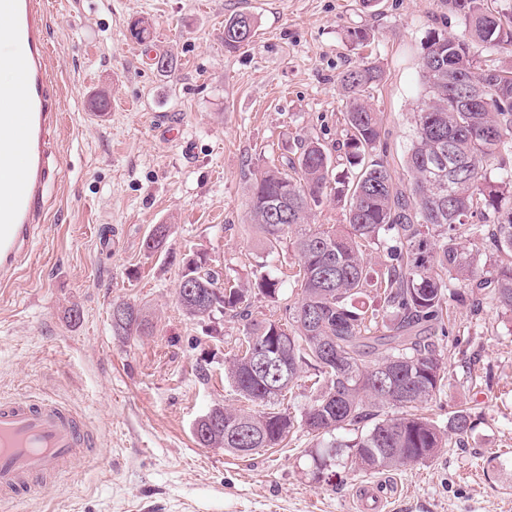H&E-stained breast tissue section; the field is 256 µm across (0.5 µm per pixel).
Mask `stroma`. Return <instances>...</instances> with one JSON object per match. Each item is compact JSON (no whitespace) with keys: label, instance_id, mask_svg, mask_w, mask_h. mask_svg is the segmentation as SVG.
<instances>
[{"label":"stroma","instance_id":"stroma-1","mask_svg":"<svg viewBox=\"0 0 512 512\" xmlns=\"http://www.w3.org/2000/svg\"><path fill=\"white\" fill-rule=\"evenodd\" d=\"M240 12L255 17L254 35L225 49L224 22ZM139 20L153 28L150 48L130 35ZM355 29L368 45L349 41ZM462 29L443 0H49L61 178L36 249L0 284V398L68 403L100 452L11 512H353L356 484L377 478L395 489L392 512H512V315L490 293L477 310L452 298L450 335L430 331L448 371L424 410L443 424L470 411L468 437L377 474L339 463L321 482L301 431L246 458L197 445L193 426L214 405L249 406L224 376L245 331L229 312L190 319L177 300L193 252L227 286L264 269L287 277L289 242L269 251L248 219L256 174L310 140L338 150L339 78L366 56L384 73L369 101L400 167L424 101L427 37ZM159 55L171 71H158ZM168 125L174 138L159 132ZM157 224L167 243L151 253ZM118 301L142 309L144 334L113 335Z\"/></svg>","mask_w":512,"mask_h":512}]
</instances>
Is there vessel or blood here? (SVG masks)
Segmentation results:
<instances>
[{
  "instance_id": "vessel-or-blood-1",
  "label": "vessel or blood",
  "mask_w": 512,
  "mask_h": 512,
  "mask_svg": "<svg viewBox=\"0 0 512 512\" xmlns=\"http://www.w3.org/2000/svg\"><path fill=\"white\" fill-rule=\"evenodd\" d=\"M45 0H0L6 49L0 71L12 85L0 86V156H23L0 179V280L10 279L31 252L44 221L46 192L60 172L50 161L51 135L61 116L53 103ZM97 441L66 403L30 396L0 399V503H20L57 480L66 465L94 455ZM360 512H381L377 486L359 485Z\"/></svg>"
}]
</instances>
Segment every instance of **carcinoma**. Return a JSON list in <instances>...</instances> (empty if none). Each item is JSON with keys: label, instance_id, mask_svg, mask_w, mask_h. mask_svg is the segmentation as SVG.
Instances as JSON below:
<instances>
[{"label": "carcinoma", "instance_id": "1", "mask_svg": "<svg viewBox=\"0 0 512 512\" xmlns=\"http://www.w3.org/2000/svg\"><path fill=\"white\" fill-rule=\"evenodd\" d=\"M448 12L463 20L459 36L435 33L420 59L427 97L417 112L405 160L407 184L400 187L385 159L382 117L368 100V90L383 72L363 61L339 78L345 112L342 142L346 171L338 174L329 151L317 141L300 145L297 158H285L258 172L248 190L251 223L261 227L270 250L289 240L298 269L292 275L296 300L288 305V328L274 321L254 323L244 306L258 290L275 299L281 280L261 274L246 288H225L219 274L200 265L184 269L192 288L178 289L186 315L205 319L224 309L244 321L246 349L229 362L225 376L251 402L274 405L291 391L303 367L319 373L322 384L312 402L295 418L285 412L229 410L220 405L196 422L193 434L204 448H222L249 457L280 445L299 425L319 438L311 451L313 476L332 467L338 449L357 470L379 471L417 465L436 456L448 437L461 442L471 431V413L459 410L442 427L416 413L418 405L439 392L447 363L425 329L445 328L443 296L459 287L477 295L489 288L498 306L512 313V66L484 69L470 52L478 42L490 50L512 48V17L489 7L488 0H445ZM254 33L245 13L224 24V46L239 47ZM509 96L488 89L486 101L460 108L485 74ZM443 154L440 169L432 159ZM496 163L500 181L488 182ZM343 204L344 225L309 223L313 208L328 191ZM469 225L477 248L457 241L456 228ZM385 246L386 259L372 278L366 251ZM495 255L480 274V249ZM379 283V307L367 310L356 299ZM145 329L141 310L128 302L112 304V332L132 336ZM336 352L329 362L323 346ZM273 348L288 369L276 391L255 368V355ZM379 351L372 366L365 357ZM398 412L384 415V409ZM374 424L351 438L336 436L346 426Z\"/></svg>", "mask_w": 512, "mask_h": 512}]
</instances>
